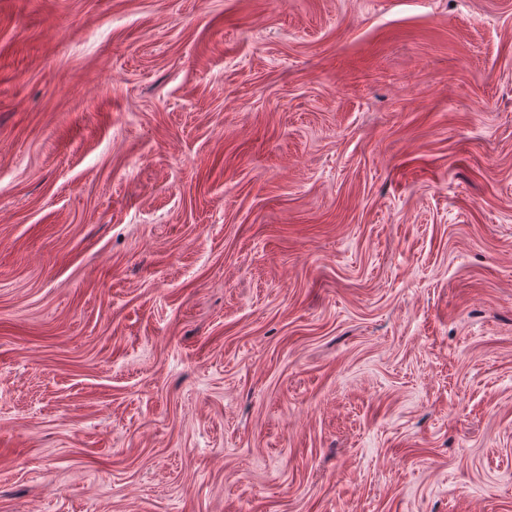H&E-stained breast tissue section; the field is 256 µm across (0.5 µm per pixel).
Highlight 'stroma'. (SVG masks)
<instances>
[{
    "label": "stroma",
    "mask_w": 512,
    "mask_h": 512,
    "mask_svg": "<svg viewBox=\"0 0 512 512\" xmlns=\"http://www.w3.org/2000/svg\"><path fill=\"white\" fill-rule=\"evenodd\" d=\"M0 512H512V0H0Z\"/></svg>",
    "instance_id": "1"
}]
</instances>
